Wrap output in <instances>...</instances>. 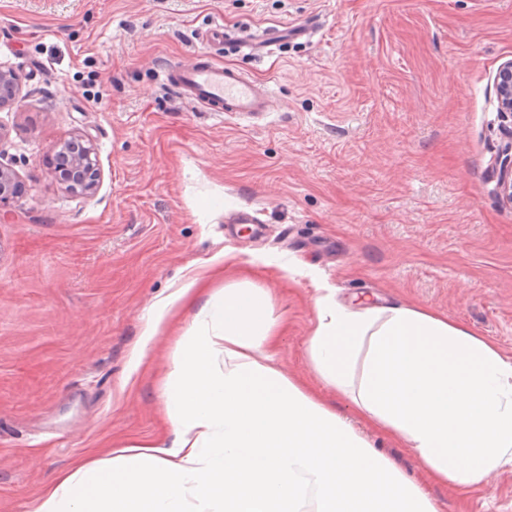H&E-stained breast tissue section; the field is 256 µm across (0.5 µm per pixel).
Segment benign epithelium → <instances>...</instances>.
<instances>
[{"label": "benign epithelium", "instance_id": "7a95c632", "mask_svg": "<svg viewBox=\"0 0 512 512\" xmlns=\"http://www.w3.org/2000/svg\"><path fill=\"white\" fill-rule=\"evenodd\" d=\"M499 108L512 116V60L499 67L496 76ZM19 98V83L14 71L0 69V109L14 104ZM50 169L64 172L63 184L76 194L91 195L97 188L99 172L94 144L80 135L54 146L48 157ZM23 188L17 175L0 166V200H5ZM498 189L501 200L512 205V153L500 159Z\"/></svg>", "mask_w": 512, "mask_h": 512}]
</instances>
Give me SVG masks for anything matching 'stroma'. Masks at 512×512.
<instances>
[{
    "label": "stroma",
    "instance_id": "1",
    "mask_svg": "<svg viewBox=\"0 0 512 512\" xmlns=\"http://www.w3.org/2000/svg\"><path fill=\"white\" fill-rule=\"evenodd\" d=\"M223 25L224 45L204 36ZM302 25L273 54L262 30ZM273 90L258 119L213 116L161 71L201 51ZM512 59V0H0V66L22 101L0 111V512L76 461L164 429L174 335L133 372L150 306L178 271L225 252L210 283L268 289L285 324L276 363L345 411L304 355L318 289L431 309L512 355V206L494 77ZM97 151L90 196L48 149ZM443 512H512V466ZM505 134L510 139V154L507 152L500 159V177L498 189L501 200L512 205V123L505 129Z\"/></svg>",
    "mask_w": 512,
    "mask_h": 512
}]
</instances>
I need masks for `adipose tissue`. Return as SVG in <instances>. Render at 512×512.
<instances>
[{
    "mask_svg": "<svg viewBox=\"0 0 512 512\" xmlns=\"http://www.w3.org/2000/svg\"><path fill=\"white\" fill-rule=\"evenodd\" d=\"M224 260L182 268L136 350L148 368L150 343L192 309L163 383L166 433L77 463L32 512H303L310 501L316 512H441L431 486L466 492L512 464V356L495 343L426 308L318 296L306 352L347 399L345 416L277 368L282 320L268 290H207ZM367 427L403 440L423 478ZM365 433L379 451L389 457L404 471L418 477L422 474L423 467L421 462L413 455L410 448H405L401 440L387 438L371 428L367 429Z\"/></svg>",
    "mask_w": 512,
    "mask_h": 512,
    "instance_id": "1",
    "label": "adipose tissue"
}]
</instances>
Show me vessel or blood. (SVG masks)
I'll return each mask as SVG.
<instances>
[{"mask_svg": "<svg viewBox=\"0 0 512 512\" xmlns=\"http://www.w3.org/2000/svg\"><path fill=\"white\" fill-rule=\"evenodd\" d=\"M164 77L187 100L208 112L244 116L269 109L271 93L267 83L236 67L217 66L203 59L189 66L172 65Z\"/></svg>", "mask_w": 512, "mask_h": 512, "instance_id": "vessel-or-blood-1", "label": "vessel or blood"}]
</instances>
